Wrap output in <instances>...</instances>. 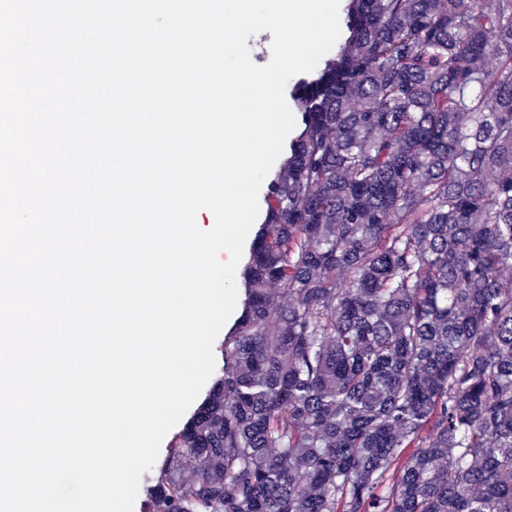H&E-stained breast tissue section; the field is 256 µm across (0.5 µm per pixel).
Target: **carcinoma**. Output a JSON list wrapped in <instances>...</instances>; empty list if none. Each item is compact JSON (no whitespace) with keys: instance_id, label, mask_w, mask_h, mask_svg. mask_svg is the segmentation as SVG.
<instances>
[{"instance_id":"1","label":"carcinoma","mask_w":512,"mask_h":512,"mask_svg":"<svg viewBox=\"0 0 512 512\" xmlns=\"http://www.w3.org/2000/svg\"><path fill=\"white\" fill-rule=\"evenodd\" d=\"M344 27L144 512H512V0Z\"/></svg>"}]
</instances>
